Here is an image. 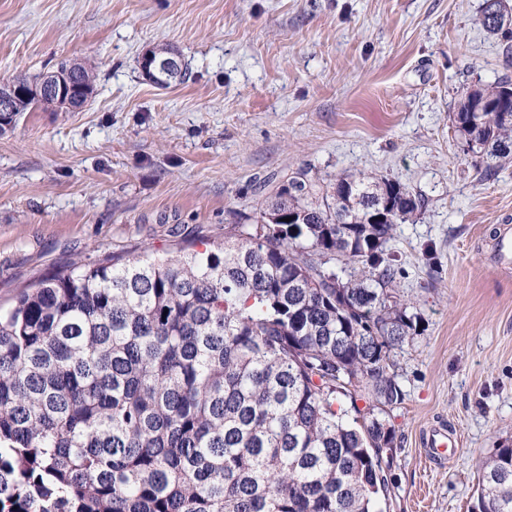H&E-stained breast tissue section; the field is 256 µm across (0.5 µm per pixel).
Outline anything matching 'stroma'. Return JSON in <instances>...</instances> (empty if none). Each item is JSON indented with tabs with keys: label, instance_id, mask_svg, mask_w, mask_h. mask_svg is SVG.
Wrapping results in <instances>:
<instances>
[{
	"label": "stroma",
	"instance_id": "stroma-1",
	"mask_svg": "<svg viewBox=\"0 0 512 512\" xmlns=\"http://www.w3.org/2000/svg\"><path fill=\"white\" fill-rule=\"evenodd\" d=\"M485 0H0V83L63 59L95 69L79 112H21L0 135V308L79 259L167 256L224 237L301 169L366 172L421 197L390 242L419 332L383 512H473L480 459L512 445V162L495 176L455 135L463 88L512 81ZM188 71L143 80L150 47ZM462 435L447 466L423 434Z\"/></svg>",
	"mask_w": 512,
	"mask_h": 512
}]
</instances>
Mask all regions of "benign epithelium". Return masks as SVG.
Masks as SVG:
<instances>
[{"label": "benign epithelium", "instance_id": "obj_1", "mask_svg": "<svg viewBox=\"0 0 512 512\" xmlns=\"http://www.w3.org/2000/svg\"><path fill=\"white\" fill-rule=\"evenodd\" d=\"M177 52L169 50L165 58L158 57V49H147L141 56L140 67L145 79L167 83L180 66ZM93 94V82L84 75L82 65L67 64L46 73L36 84H22L16 80L0 84V129L10 125L17 98L52 97L57 107L65 111H78L85 107Z\"/></svg>", "mask_w": 512, "mask_h": 512}]
</instances>
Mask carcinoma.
<instances>
[{
    "instance_id": "1",
    "label": "carcinoma",
    "mask_w": 512,
    "mask_h": 512,
    "mask_svg": "<svg viewBox=\"0 0 512 512\" xmlns=\"http://www.w3.org/2000/svg\"><path fill=\"white\" fill-rule=\"evenodd\" d=\"M482 24L512 41L502 0ZM449 120L485 170L512 159L511 82ZM293 180L221 243L80 263L0 311V512H374L405 398L390 354L419 322L384 252L420 200ZM478 472V512H512V446Z\"/></svg>"
}]
</instances>
